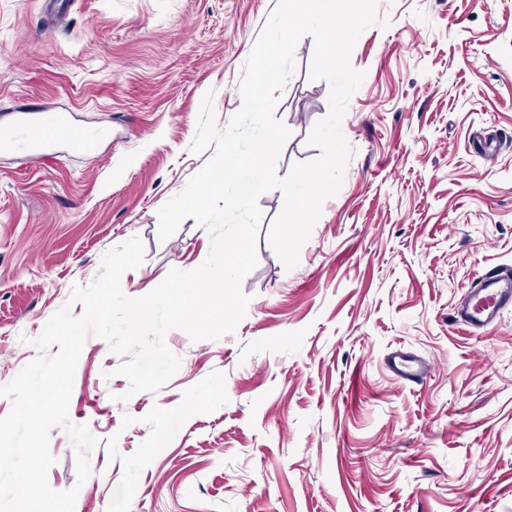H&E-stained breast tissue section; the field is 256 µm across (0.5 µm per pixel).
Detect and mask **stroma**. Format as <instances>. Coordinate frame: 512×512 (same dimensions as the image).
<instances>
[{"mask_svg":"<svg viewBox=\"0 0 512 512\" xmlns=\"http://www.w3.org/2000/svg\"><path fill=\"white\" fill-rule=\"evenodd\" d=\"M277 0H0V137L14 111L64 107L91 151L0 152V387L39 351L73 286L132 238L139 296L191 270L211 240L194 218L168 239L159 208L213 156L191 146L206 93L225 128L243 65ZM342 131L355 153L294 268L270 242L284 196H261L251 300L234 333L165 341L180 359L129 394L121 357L88 336L69 417L98 443L78 483L52 429L57 491L75 512H512V305L487 330L455 313L488 271L512 272V0H377ZM302 37L275 116L278 176L320 154L329 111ZM127 401H119V394Z\"/></svg>","mask_w":512,"mask_h":512,"instance_id":"1","label":"stroma"}]
</instances>
